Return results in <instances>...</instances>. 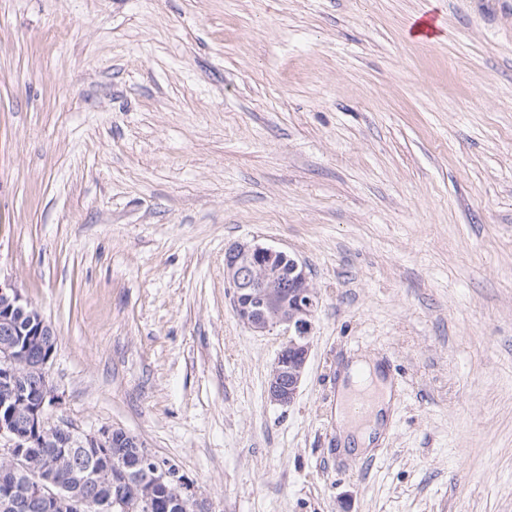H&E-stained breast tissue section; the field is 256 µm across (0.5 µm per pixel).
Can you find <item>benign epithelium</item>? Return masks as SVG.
Segmentation results:
<instances>
[{
	"label": "benign epithelium",
	"mask_w": 512,
	"mask_h": 512,
	"mask_svg": "<svg viewBox=\"0 0 512 512\" xmlns=\"http://www.w3.org/2000/svg\"><path fill=\"white\" fill-rule=\"evenodd\" d=\"M292 279L288 296L280 292L282 277ZM224 281L232 288L237 319L260 334L279 332L286 338L282 353L272 363L267 384L270 401L283 407L291 405L306 374L311 352L312 321L320 297L309 280L306 268L282 251L258 243H235L224 252ZM0 439L8 445L0 448V512H20L27 499H40L48 512H87L85 499L65 485L56 466L28 453L36 448H78L89 454L97 448L112 447V430L71 436L55 423L49 411L61 398L49 375V362L55 352L58 335L40 310L25 299L14 284L0 281ZM293 359L283 363V352ZM288 371V386L280 385V376ZM41 377L38 395L28 392L26 376ZM131 448L140 449L137 463L122 465V481L133 480L149 487L177 483L171 504L189 503L193 512H209L196 496L194 485L177 479L170 464L158 460L143 441L125 434ZM95 477L112 483V463L93 464L81 479Z\"/></svg>",
	"instance_id": "1"
}]
</instances>
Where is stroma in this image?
Wrapping results in <instances>:
<instances>
[{
    "label": "stroma",
    "instance_id": "1",
    "mask_svg": "<svg viewBox=\"0 0 512 512\" xmlns=\"http://www.w3.org/2000/svg\"><path fill=\"white\" fill-rule=\"evenodd\" d=\"M236 242L320 295L288 407ZM0 278L57 331L53 420L211 512H512V0H0ZM357 359L401 383L361 457Z\"/></svg>",
    "mask_w": 512,
    "mask_h": 512
}]
</instances>
